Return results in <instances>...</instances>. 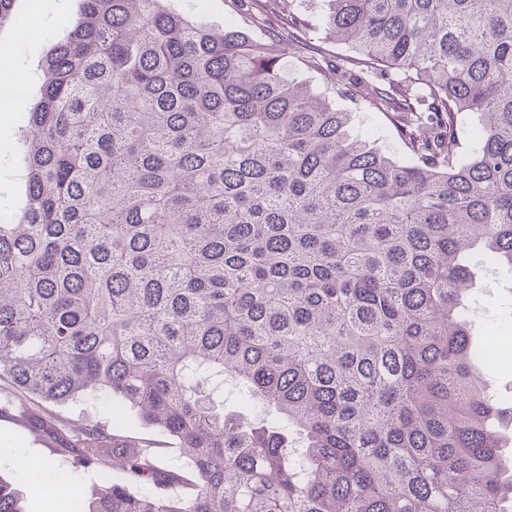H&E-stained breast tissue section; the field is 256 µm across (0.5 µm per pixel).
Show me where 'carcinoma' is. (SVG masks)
Returning a JSON list of instances; mask_svg holds the SVG:
<instances>
[{
	"instance_id": "obj_1",
	"label": "carcinoma",
	"mask_w": 512,
	"mask_h": 512,
	"mask_svg": "<svg viewBox=\"0 0 512 512\" xmlns=\"http://www.w3.org/2000/svg\"><path fill=\"white\" fill-rule=\"evenodd\" d=\"M82 2L0 216V383L74 466L123 471L86 512H512L465 304L512 277V0H327L330 78L166 0ZM228 382L262 422L218 407ZM87 390L185 464L33 407ZM0 512H25L2 481ZM337 104L351 112V130L356 135H372L379 138L376 142L385 152L395 154L398 138L394 130L387 127L385 118L378 112L365 111L344 97L336 98ZM120 419L127 430L142 441V444L152 446V448H164L163 458L165 461L175 464L183 463L177 441L160 428L141 421L136 409L124 406Z\"/></svg>"
}]
</instances>
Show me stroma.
Masks as SVG:
<instances>
[{
	"instance_id": "stroma-1",
	"label": "stroma",
	"mask_w": 512,
	"mask_h": 512,
	"mask_svg": "<svg viewBox=\"0 0 512 512\" xmlns=\"http://www.w3.org/2000/svg\"><path fill=\"white\" fill-rule=\"evenodd\" d=\"M173 10L184 13L194 24L208 29H223L234 22L255 38H263L265 29L255 25L249 6H236L232 0H169ZM301 9L310 31L298 52L325 59L328 63L348 55L346 46L327 40L320 18L326 11L325 0H304ZM81 0H15L14 13L21 24H34L36 35H20L18 27L0 28V48L8 51L13 74L27 78V100L39 97L35 68L57 41L67 33V22L80 13ZM351 114V130L356 135L376 137L385 152L397 151L398 138L377 112L365 111L349 99L337 100ZM26 124L20 110L0 112V202L21 203L25 185L19 175L17 150ZM469 320L475 344H482L506 326L512 327V281L490 276L478 288L470 302ZM49 412L67 424L108 423L121 419L127 430L143 444L162 449L163 458L181 463L177 441L158 427L140 420L136 409L124 407L114 414L104 407L97 394L86 393L60 405H49ZM0 479L9 482L22 496L29 512H85L89 501L103 485L122 481L118 469L72 471L66 457L56 454L49 441L32 433L17 421L0 419Z\"/></svg>"
}]
</instances>
